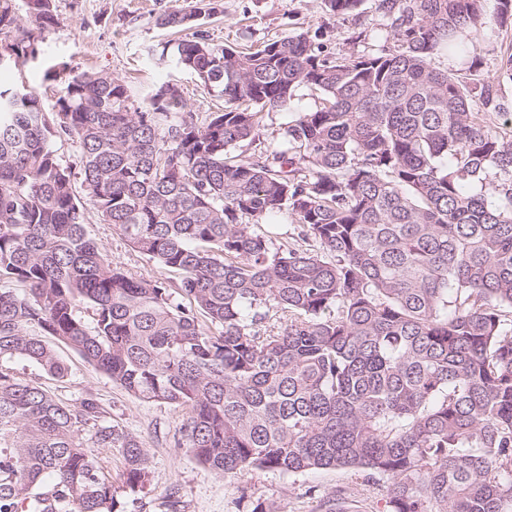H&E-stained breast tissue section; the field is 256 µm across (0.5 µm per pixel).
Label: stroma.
I'll return each mask as SVG.
<instances>
[{"label": "stroma", "instance_id": "1", "mask_svg": "<svg viewBox=\"0 0 512 512\" xmlns=\"http://www.w3.org/2000/svg\"><path fill=\"white\" fill-rule=\"evenodd\" d=\"M58 23L36 58L22 67H0V84L23 77L45 104H54L61 89V63L124 78L132 94L145 97L161 82L180 84L189 106L199 118L223 107L216 92L194 76L177 70L161 55L171 37L157 26L159 16L186 7V0H54ZM220 15L203 19L194 29L211 44L244 47L299 33L319 36L336 54H364L379 44L381 18L372 0L360 14L346 18L326 10L323 0H220ZM512 53V25L481 44L468 83L494 77L503 56ZM317 99L307 89L297 91L289 106L266 112L260 131L262 144L279 140L291 114L314 110ZM87 235L136 277L161 278L177 286V272L161 268L134 251L112 225L88 212ZM56 351L68 367L64 378L48 376L37 364L13 358L1 366L19 380L48 388L66 403L93 394L107 417L143 439L149 480L136 490L122 485L124 460L117 450H99L106 471L117 486L115 512H326L324 502L336 490H345L351 512H380L387 483L363 482L349 471L319 469L298 474L248 468L234 478L210 472L181 444L182 413L174 407L138 398L63 344Z\"/></svg>", "mask_w": 512, "mask_h": 512}]
</instances>
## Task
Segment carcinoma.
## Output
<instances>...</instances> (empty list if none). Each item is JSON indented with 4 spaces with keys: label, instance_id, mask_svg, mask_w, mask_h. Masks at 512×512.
<instances>
[{
    "label": "carcinoma",
    "instance_id": "obj_1",
    "mask_svg": "<svg viewBox=\"0 0 512 512\" xmlns=\"http://www.w3.org/2000/svg\"><path fill=\"white\" fill-rule=\"evenodd\" d=\"M53 2L21 0L25 26L0 0V64L38 55ZM324 2L346 16L364 0ZM374 5L385 36L368 55L304 33L243 50L179 40L175 67L224 96L203 121L172 81L138 101L76 71L51 111L23 81L0 87V281L24 287L0 289V360L61 378L54 337L182 410L187 447L226 478L345 469L387 481L382 512H512V54L495 80L459 76L512 0ZM218 11L188 0L158 24ZM442 52L459 68L434 67ZM301 87L314 110L233 153ZM61 135L76 170L51 148ZM89 206L180 272L176 291L89 238ZM283 211L313 247L253 230ZM93 448L118 449L125 486L145 485L144 442L93 396L66 404L0 368V512H114Z\"/></svg>",
    "mask_w": 512,
    "mask_h": 512
}]
</instances>
